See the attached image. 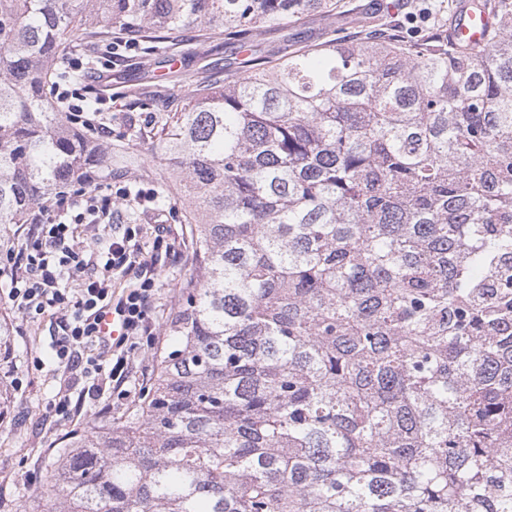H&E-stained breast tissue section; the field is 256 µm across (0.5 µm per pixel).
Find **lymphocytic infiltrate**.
<instances>
[{"label":"lymphocytic infiltrate","mask_w":512,"mask_h":512,"mask_svg":"<svg viewBox=\"0 0 512 512\" xmlns=\"http://www.w3.org/2000/svg\"><path fill=\"white\" fill-rule=\"evenodd\" d=\"M135 197L138 204L153 202L152 189L130 191L116 184L114 192L83 183L75 191L43 202L27 230L24 242L6 251L0 261V277L8 280L7 300L22 316L60 313L61 330L56 355L72 375L68 393L57 405L67 413L72 397L86 399L94 390L84 387L86 374L107 373L116 384L127 381L130 358L140 344L154 346L157 328L153 312L158 295L159 267L163 257L176 254V241L167 225H154L151 244H144L139 227L126 226L122 234H110L105 248L91 250L81 241L79 226L103 224L112 214L113 198ZM134 275L137 284L120 299L112 297V279ZM80 278L70 290L68 279ZM115 316L123 333L106 336L101 323Z\"/></svg>","instance_id":"f902f5d3"}]
</instances>
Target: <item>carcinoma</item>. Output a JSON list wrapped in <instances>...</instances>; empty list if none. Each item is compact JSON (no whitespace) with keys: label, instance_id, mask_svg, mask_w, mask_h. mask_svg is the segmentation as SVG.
<instances>
[{"label":"carcinoma","instance_id":"cac0c4a2","mask_svg":"<svg viewBox=\"0 0 512 512\" xmlns=\"http://www.w3.org/2000/svg\"><path fill=\"white\" fill-rule=\"evenodd\" d=\"M484 2L480 43L379 22L166 114L193 233L173 345L125 420L70 437L40 512H512V0ZM357 9L0 0V226L112 171L46 102L63 57Z\"/></svg>","mask_w":512,"mask_h":512}]
</instances>
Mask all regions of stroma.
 <instances>
[{
  "label": "stroma",
  "instance_id": "stroma-1",
  "mask_svg": "<svg viewBox=\"0 0 512 512\" xmlns=\"http://www.w3.org/2000/svg\"><path fill=\"white\" fill-rule=\"evenodd\" d=\"M336 21L333 14L316 15L300 25L265 28L261 41L265 50L280 56L290 46L331 36ZM243 57L237 45L221 39L203 40L197 29L187 28L167 39L155 56L135 49L119 57L107 54L98 58L96 72L86 74L81 83L88 103L100 110L99 122L108 128L107 134L92 135V142L109 148L112 164L120 168L127 185L153 188L160 195L152 209L131 200L114 201L113 223L167 224L181 243L179 259L166 261L160 269L162 288L154 319L161 346L168 342L165 329L180 283L192 270V244L179 195L154 177L155 172L168 170L162 140L147 136L156 123L155 114L134 93L142 86L143 69H150L155 96L176 108L188 100L194 77L224 72ZM103 74L112 77V88L105 93L97 84ZM7 293V284L0 279V321H7L11 330L6 345L0 347V512H37L45 496L47 464L63 440L71 433L103 430L123 420L153 378L155 352H135L131 381L136 389L127 398H119L111 383L100 376L95 380L99 390L96 400L71 407L69 417H62L54 404L66 374L58 367L52 350L59 317L47 312L23 319L5 306Z\"/></svg>",
  "mask_w": 512,
  "mask_h": 512
}]
</instances>
